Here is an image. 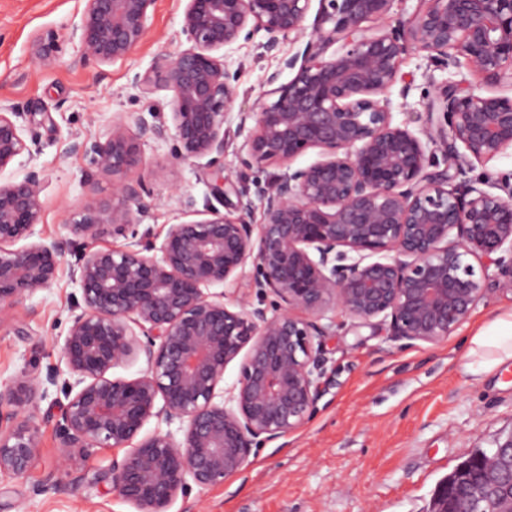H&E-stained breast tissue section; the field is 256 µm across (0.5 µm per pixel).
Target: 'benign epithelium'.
<instances>
[{"mask_svg":"<svg viewBox=\"0 0 512 512\" xmlns=\"http://www.w3.org/2000/svg\"><path fill=\"white\" fill-rule=\"evenodd\" d=\"M157 0H85L81 61L110 64L147 35ZM191 46L136 77L144 95L172 92V127L123 116L92 146L112 176V197L85 206L70 233L86 241L79 260L81 302L62 347L64 382L58 435L88 461L99 449L123 451L108 469L110 490L135 512H169L196 486L224 484L248 464L251 448L297 430L326 387V313L339 309L391 336L436 345L496 295H512V184L469 179L474 162L512 149V97L444 85L417 128L393 124L390 89L410 49L448 67L462 57L486 87L512 81V0H422L407 22H392V0H185ZM376 26L370 27L368 23ZM263 31L273 51L289 36L307 38L285 61L295 76L245 112L254 122L239 147L243 163L285 172L261 187L258 237L245 219L212 211L170 225L160 246L138 238L147 213L142 141L174 129L184 159L224 155V118L236 100L224 58L240 37ZM18 112L0 105V172L28 150ZM310 149L319 159L293 162ZM442 159H437L436 151ZM496 188L506 196L491 192ZM40 173L0 182V309L23 303L58 277L67 241L37 236ZM112 235L122 249L95 248ZM280 300V313L242 302L231 308L208 289L243 274ZM495 267L493 287L468 258ZM146 359L132 379L111 370ZM240 360L222 400L224 370ZM58 373L22 374L0 383V475H25L40 447L27 416L48 397ZM157 418L182 423V438L157 430ZM470 476L448 481L433 512H512V434L491 455L469 461Z\"/></svg>","mask_w":512,"mask_h":512,"instance_id":"7a95c632","label":"benign epithelium"}]
</instances>
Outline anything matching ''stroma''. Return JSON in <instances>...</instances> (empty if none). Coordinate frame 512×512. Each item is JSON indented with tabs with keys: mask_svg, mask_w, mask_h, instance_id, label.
<instances>
[{
	"mask_svg": "<svg viewBox=\"0 0 512 512\" xmlns=\"http://www.w3.org/2000/svg\"><path fill=\"white\" fill-rule=\"evenodd\" d=\"M84 6V0H0V104L17 107L29 146L0 172V180L19 181L38 171L44 202L38 230L46 239L71 241L53 285L0 312V381L65 367L61 348L69 306L80 296L72 270L83 250L69 226L85 205L112 193L111 177L97 170L90 155L73 151V144L105 141L120 115L170 122L171 92L142 97L135 77L188 46L181 33L184 0H158L147 36L131 55L108 65L77 64L74 31ZM48 38L58 51L42 62L36 43ZM264 41L259 33L224 50L237 99L224 122L223 200L211 194L204 160L178 157L175 138L145 142L141 173L148 211L139 231L154 242L163 241L170 225L205 219L213 206L239 216L240 197H255L257 184L280 174L276 164L243 166L236 154L247 135L240 113L255 110L266 77L277 75L282 84L293 78L283 62L305 46L285 39L269 52ZM401 71L411 89L405 97L396 88L389 94L398 124L424 111L447 82L480 85L466 60L437 67L416 50L404 55ZM511 311L512 295L497 296L479 303L447 340L418 346L394 340L379 322L362 324L329 311L332 383L309 421L252 449L246 468L224 485L177 498L170 512H431L445 477L512 433V362L484 376L464 368L477 329ZM61 396L51 388L34 412L41 445L29 473L0 476V512H131L98 479L112 462L111 452L66 462L56 432Z\"/></svg>",
	"mask_w": 512,
	"mask_h": 512,
	"instance_id": "obj_1",
	"label": "stroma"
}]
</instances>
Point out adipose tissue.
Returning <instances> with one entry per match:
<instances>
[{
  "label": "adipose tissue",
  "mask_w": 512,
  "mask_h": 512,
  "mask_svg": "<svg viewBox=\"0 0 512 512\" xmlns=\"http://www.w3.org/2000/svg\"><path fill=\"white\" fill-rule=\"evenodd\" d=\"M512 361V312L504 313L480 327L470 340L465 368L484 375Z\"/></svg>",
  "instance_id": "1"
}]
</instances>
